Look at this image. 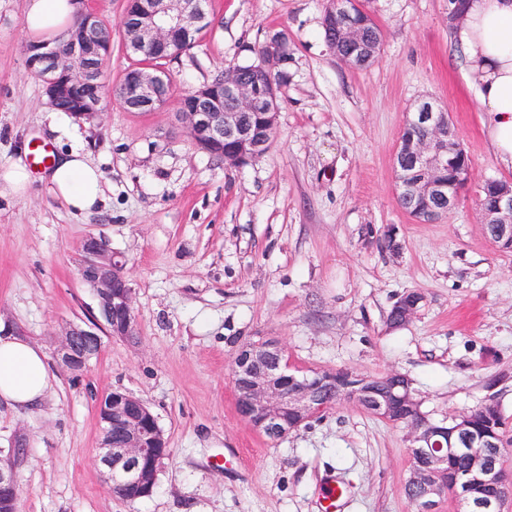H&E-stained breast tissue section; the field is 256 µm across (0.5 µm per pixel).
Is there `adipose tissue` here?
I'll list each match as a JSON object with an SVG mask.
<instances>
[{
	"mask_svg": "<svg viewBox=\"0 0 512 512\" xmlns=\"http://www.w3.org/2000/svg\"><path fill=\"white\" fill-rule=\"evenodd\" d=\"M73 0H27L25 30L36 41L54 39L73 22ZM453 29L466 68L486 112L487 138L497 160L512 167V0H465ZM47 191L78 215L99 211L105 199L102 171L77 148L61 152L43 175ZM53 375L44 352L28 339L0 334V403L17 411L39 408Z\"/></svg>",
	"mask_w": 512,
	"mask_h": 512,
	"instance_id": "1",
	"label": "adipose tissue"
}]
</instances>
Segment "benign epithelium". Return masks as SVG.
I'll return each mask as SVG.
<instances>
[{"label": "benign epithelium", "mask_w": 512, "mask_h": 512, "mask_svg": "<svg viewBox=\"0 0 512 512\" xmlns=\"http://www.w3.org/2000/svg\"><path fill=\"white\" fill-rule=\"evenodd\" d=\"M204 4L205 0H126L121 22L124 51L134 55L148 51L163 59L179 56L182 46L209 26ZM324 18L340 20L342 43H328L336 58L351 68L367 65L377 44L365 39L350 5L329 0ZM111 53L110 28L103 26L97 14L81 9L65 35L28 46L26 62L41 78L50 105L67 101L75 118L91 122L100 116L105 102V95L97 92V60ZM291 56L288 33L277 32L263 46L257 80L227 77L221 84L206 82L183 98L178 116L191 141L207 153L223 154L224 161L234 166L263 155L270 139L262 131L275 127L279 90L258 78L282 70ZM168 82L165 70L137 66L126 73L112 94L138 112H153L162 105L158 88ZM226 99L233 105L230 110L224 109ZM249 113L262 115L261 128L243 123L242 116ZM410 123L424 126L427 135L399 143L402 156L412 161L413 169L405 172L394 163L398 194L426 201L445 199L448 212L455 206L457 194L447 192L438 173L447 166L448 145L454 139L452 127L428 101L418 105ZM487 185L494 189V201L483 209L484 224L495 225L496 247L512 249V183L489 180ZM82 251L79 274L95 290L98 315L89 324L70 325L55 348L58 362L75 377L101 352L100 328L127 340L136 336L134 293L125 261L95 236L84 240ZM232 375L240 417L265 436L287 437L322 412L326 395L336 392V371L309 376L290 371L281 344L271 338L239 345L233 354ZM403 388L401 394L391 390L377 399L379 417L400 421L401 411L421 413V400L411 384L407 382ZM97 410L100 444L96 462L108 486L120 490L130 502L150 496L170 456L157 416L142 400L121 390L102 398ZM467 425L466 414L441 423L427 419L420 425L409 423L412 453L419 461L409 480L422 491L424 512H433L437 499L445 494L453 496L463 512H503L505 501L512 498L507 491L512 475L500 465L474 457L466 470L449 468L448 458L465 452ZM24 448V443H16L0 461V512H18L15 466L25 457ZM475 480L491 490L477 503L469 497V486Z\"/></svg>", "instance_id": "7a95c632"}]
</instances>
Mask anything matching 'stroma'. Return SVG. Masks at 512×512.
I'll return each instance as SVG.
<instances>
[{
  "label": "stroma",
  "mask_w": 512,
  "mask_h": 512,
  "mask_svg": "<svg viewBox=\"0 0 512 512\" xmlns=\"http://www.w3.org/2000/svg\"><path fill=\"white\" fill-rule=\"evenodd\" d=\"M26 0H0V167L30 147L84 146L106 180L98 213L72 214L41 183L0 186V320L45 354L96 311L79 276L86 237L127 261L138 338L103 334L80 377L51 363L44 404L0 406V448L23 439L19 512H319L320 480L343 512H417L404 486L409 431L344 400L272 441L236 412L233 337H274L290 367L406 375L431 420L488 399L512 415V253L486 238V180L512 181L485 134L474 84L451 38L448 0H373L378 59L354 69L323 38L326 0H207L210 26L168 61L167 102L129 112L108 98L89 123L55 112L26 66ZM112 29L105 79L129 63L126 0H86ZM293 41L269 150L233 166L198 150L177 120L183 95L225 66L253 61L273 33ZM447 112L470 160L457 204L436 222L401 207L393 158L420 100ZM401 243L382 245L387 229ZM425 302L386 326L402 293ZM115 389L158 418L170 456L150 497L113 496L94 462L97 405ZM346 496V488L336 483L331 475H326L322 480L319 512H341Z\"/></svg>",
  "instance_id": "1"
}]
</instances>
